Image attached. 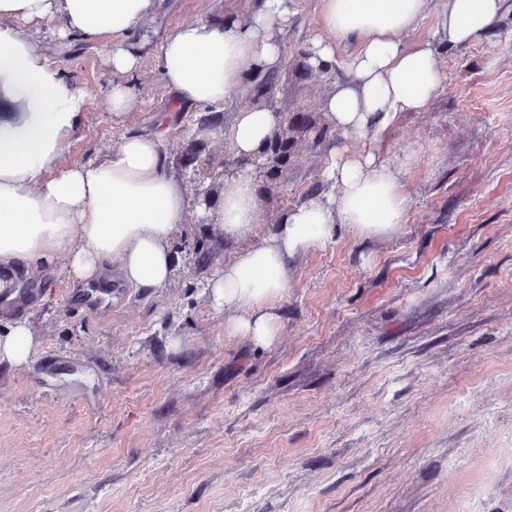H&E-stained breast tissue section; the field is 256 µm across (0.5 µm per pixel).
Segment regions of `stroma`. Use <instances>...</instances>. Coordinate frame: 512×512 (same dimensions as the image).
I'll use <instances>...</instances> for the list:
<instances>
[{
  "instance_id": "35a3bbf8",
  "label": "stroma",
  "mask_w": 512,
  "mask_h": 512,
  "mask_svg": "<svg viewBox=\"0 0 512 512\" xmlns=\"http://www.w3.org/2000/svg\"><path fill=\"white\" fill-rule=\"evenodd\" d=\"M258 0H158L133 39L125 113L105 40L30 27L35 52L86 95L61 167L109 157L123 131L174 112L169 172L187 206L171 282L150 293L113 277L110 298L71 286L68 259L32 263L0 330L33 321L28 360L0 366V512H512V0L493 28L443 50V84L379 143L400 171L405 221L364 236L337 225L294 259L278 334L229 335L208 282L288 208L322 188L337 134L300 149L278 203H257L235 241L199 224L178 157L222 153L202 109L173 108L157 57L197 19L247 20ZM322 0H296L284 51L322 34ZM281 106L322 109L324 91L275 70ZM53 308L41 307L45 284ZM134 95L133 87L124 81L112 83V91L108 97L107 104L112 112L122 113L129 106Z\"/></svg>"
}]
</instances>
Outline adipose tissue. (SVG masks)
<instances>
[{
  "instance_id": "obj_1",
  "label": "adipose tissue",
  "mask_w": 512,
  "mask_h": 512,
  "mask_svg": "<svg viewBox=\"0 0 512 512\" xmlns=\"http://www.w3.org/2000/svg\"><path fill=\"white\" fill-rule=\"evenodd\" d=\"M293 0H259L246 21L196 20L175 28L158 58L162 83L185 106L217 108L255 70L281 62V26ZM155 0H0V83L22 97L30 113L21 127L0 130V291L12 288L29 263L67 256L69 277L82 283L116 264L128 287L150 293L175 272L172 242L186 201L168 172L165 141L172 118L160 113L153 129L123 132L110 157L63 169L59 158L84 103L80 90L39 58L29 23L57 21V32L109 41L113 83L107 104L120 113L134 95L127 76L139 66L130 38L153 11ZM427 0H323L325 36L313 41L315 58L344 72L328 109L341 132L359 135L370 148L337 152L326 172L327 190L289 208L279 224L251 247L236 251L211 279L212 300L230 318L228 333L261 344L278 332L276 304L288 287L297 256L324 245L333 225L377 233L403 223L408 207L395 165L376 155L373 144L400 113L424 109L439 91V49L424 41L405 45L402 33L422 18ZM503 0H448L441 18L448 46L487 31ZM354 50L340 55L346 45ZM272 113H236L232 137L240 151H253L270 133ZM256 201L246 177L224 193L210 217L225 238L246 231ZM35 341L29 320L15 321L0 336V363L26 362Z\"/></svg>"
}]
</instances>
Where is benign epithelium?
<instances>
[{
	"mask_svg": "<svg viewBox=\"0 0 512 512\" xmlns=\"http://www.w3.org/2000/svg\"><path fill=\"white\" fill-rule=\"evenodd\" d=\"M311 56L310 51L299 49L288 62L287 75L311 79L335 91L336 65L324 62L314 65ZM252 91L256 108L275 117L273 129L253 152L244 153L234 145L221 155L207 154L204 144L192 142L181 154L180 166L190 171V180L197 187L195 204L202 210L197 217L199 224L210 223L208 212L214 209L211 194L216 180L231 182L237 175L247 173L253 181L261 183L259 192L272 204L278 201L288 182L298 148L304 145L317 150L338 132L335 118L326 109L321 112L322 119L317 120L301 109L290 112L278 106L272 94V82L261 74L253 80Z\"/></svg>",
	"mask_w": 512,
	"mask_h": 512,
	"instance_id": "obj_1",
	"label": "benign epithelium"
}]
</instances>
